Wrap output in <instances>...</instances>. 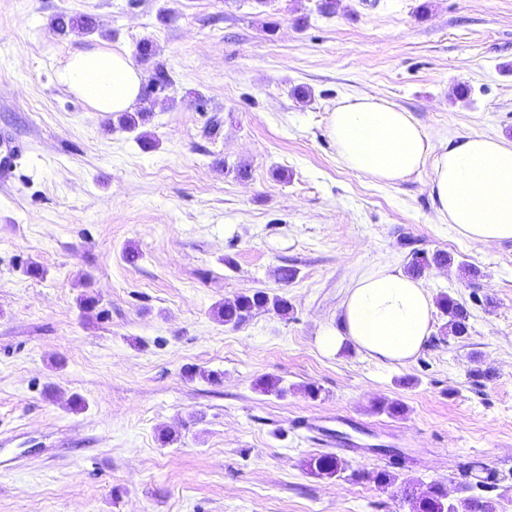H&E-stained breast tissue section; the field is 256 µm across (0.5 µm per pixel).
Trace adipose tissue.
Listing matches in <instances>:
<instances>
[{
    "instance_id": "adipose-tissue-1",
    "label": "adipose tissue",
    "mask_w": 512,
    "mask_h": 512,
    "mask_svg": "<svg viewBox=\"0 0 512 512\" xmlns=\"http://www.w3.org/2000/svg\"><path fill=\"white\" fill-rule=\"evenodd\" d=\"M58 77L99 112L131 111L140 94L131 56L107 49L72 55ZM327 135L341 163L373 182H398L432 161L438 211L460 239L475 248L512 240V142L474 134L435 143L410 113L374 95L344 99L330 114ZM432 311L421 283L388 263L353 282L340 326L324 333L321 348L334 354L349 343L404 365L430 336Z\"/></svg>"
}]
</instances>
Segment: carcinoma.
Returning <instances> with one entry per match:
<instances>
[{
  "instance_id": "cac0c4a2",
  "label": "carcinoma",
  "mask_w": 512,
  "mask_h": 512,
  "mask_svg": "<svg viewBox=\"0 0 512 512\" xmlns=\"http://www.w3.org/2000/svg\"><path fill=\"white\" fill-rule=\"evenodd\" d=\"M171 85V76L162 67L157 66L149 76L146 84V95L162 91ZM448 264V254L436 252L427 255L417 250L412 252L408 271L420 275L430 266H445ZM440 311L448 318L446 329L454 337L465 336L469 330L470 312L466 305L448 294H443L437 301ZM292 309L288 298L268 293L254 291L241 293L232 299L219 304L216 316L224 325L233 329L248 323L260 311H272L286 317ZM305 466L319 476H333L345 470V462L331 455L314 456L305 461ZM402 498L410 502L413 512H501L500 501L482 494L467 495L456 501L448 502L447 487L434 481L426 485L414 481L400 484Z\"/></svg>"
}]
</instances>
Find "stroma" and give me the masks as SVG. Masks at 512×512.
Masks as SVG:
<instances>
[{
    "mask_svg": "<svg viewBox=\"0 0 512 512\" xmlns=\"http://www.w3.org/2000/svg\"><path fill=\"white\" fill-rule=\"evenodd\" d=\"M318 3L0 0V152L17 155L0 179V512H410L372 475L453 495L474 460L512 499V240L462 243L430 166L373 183L327 136L341 100L375 94L432 140L512 142V0ZM63 12L94 32L56 35ZM145 40L142 76L172 83L138 130L58 79L78 51ZM407 238L451 256L419 280L467 306L468 335L443 336L436 309L409 364L323 354L347 288L406 267ZM256 290L285 295L290 317L218 321ZM83 294L107 317L82 316ZM268 376L286 396L257 389ZM379 399L406 411L374 413ZM321 454L366 480L309 474Z\"/></svg>",
    "mask_w": 512,
    "mask_h": 512,
    "instance_id": "stroma-1",
    "label": "stroma"
}]
</instances>
